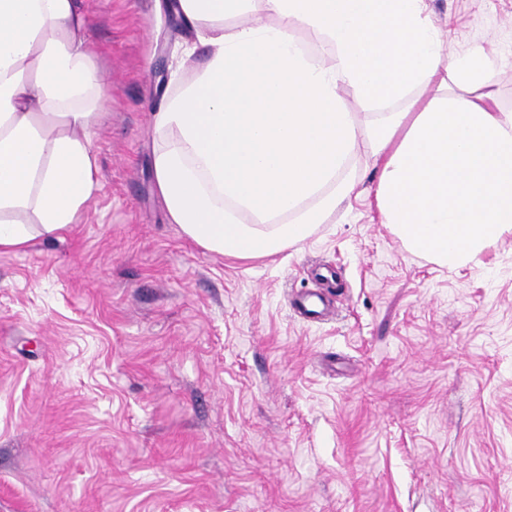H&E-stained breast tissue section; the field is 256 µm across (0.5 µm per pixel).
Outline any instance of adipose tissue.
<instances>
[{"instance_id": "ef3b65f1", "label": "adipose tissue", "mask_w": 512, "mask_h": 512, "mask_svg": "<svg viewBox=\"0 0 512 512\" xmlns=\"http://www.w3.org/2000/svg\"><path fill=\"white\" fill-rule=\"evenodd\" d=\"M424 3L178 0L208 57L155 115L172 134L153 158L170 222L211 253H277L349 201L356 184L340 175L364 142L381 166L377 206L412 253L460 269L512 234L498 66L479 47L448 53ZM348 92L379 121L363 126ZM102 93L82 0H0V251L79 222Z\"/></svg>"}]
</instances>
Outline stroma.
Here are the masks:
<instances>
[{
  "mask_svg": "<svg viewBox=\"0 0 512 512\" xmlns=\"http://www.w3.org/2000/svg\"><path fill=\"white\" fill-rule=\"evenodd\" d=\"M512 110V0H425ZM109 97L98 187L0 252V512H512V234L468 268L410 253L358 185L275 254L204 251L152 177L153 115L201 65L157 0H84Z\"/></svg>",
  "mask_w": 512,
  "mask_h": 512,
  "instance_id": "obj_1",
  "label": "stroma"
}]
</instances>
